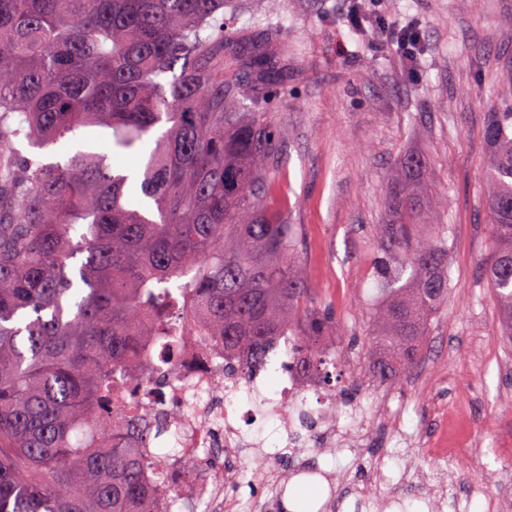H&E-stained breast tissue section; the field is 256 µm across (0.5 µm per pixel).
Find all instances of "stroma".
I'll use <instances>...</instances> for the list:
<instances>
[{"instance_id":"stroma-1","label":"stroma","mask_w":512,"mask_h":512,"mask_svg":"<svg viewBox=\"0 0 512 512\" xmlns=\"http://www.w3.org/2000/svg\"><path fill=\"white\" fill-rule=\"evenodd\" d=\"M344 0H232L236 33L280 30L292 52L282 92L268 110L288 136L282 172L303 231L302 260L314 298L333 304L337 336L366 335L378 300L375 261L388 221L385 192L401 162L423 156L420 197L430 226H447L453 288L435 319L421 363L393 384L378 383L361 350L343 353L335 393L309 390L306 405L341 416L358 448L283 450L268 464L287 475L283 489L256 483L226 488L238 512H283L299 488L310 512H361L353 492L391 507L428 512V481L452 472L460 482L440 512H496L512 499V346L504 340L485 268L493 242L486 206L487 114L512 110V0H387L388 19L416 22L414 65L381 53L350 29ZM462 410L476 453L434 455L430 440L445 413ZM310 468L296 475L298 466Z\"/></svg>"}]
</instances>
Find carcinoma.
<instances>
[{"instance_id": "cac0c4a2", "label": "carcinoma", "mask_w": 512, "mask_h": 512, "mask_svg": "<svg viewBox=\"0 0 512 512\" xmlns=\"http://www.w3.org/2000/svg\"><path fill=\"white\" fill-rule=\"evenodd\" d=\"M229 0H0V512H173L177 451L131 410L182 345L248 379L280 347L326 389L336 313L312 297L279 187L284 134L234 72L282 88L277 58L224 28ZM112 131V152L73 150ZM485 274L512 340V112L488 113ZM35 152L24 155L18 146ZM391 283L365 338L390 383L448 302V235L420 233L417 188L389 197Z\"/></svg>"}]
</instances>
